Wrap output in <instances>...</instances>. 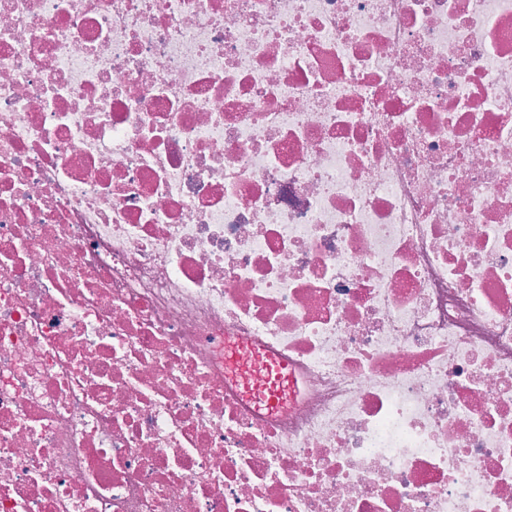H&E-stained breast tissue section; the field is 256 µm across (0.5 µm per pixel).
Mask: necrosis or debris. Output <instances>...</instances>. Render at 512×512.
Segmentation results:
<instances>
[{
	"label": "necrosis or debris",
	"instance_id": "4bbe7bcc",
	"mask_svg": "<svg viewBox=\"0 0 512 512\" xmlns=\"http://www.w3.org/2000/svg\"><path fill=\"white\" fill-rule=\"evenodd\" d=\"M0 512H512V0H0ZM213 345L224 352V360L233 368L242 365L246 360V352L242 345L230 343L223 336L212 339Z\"/></svg>",
	"mask_w": 512,
	"mask_h": 512
}]
</instances>
